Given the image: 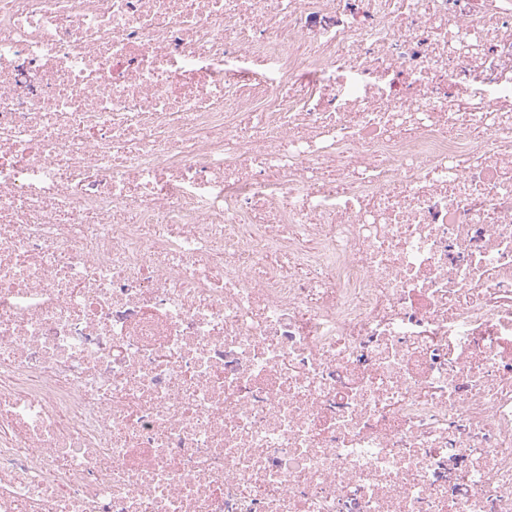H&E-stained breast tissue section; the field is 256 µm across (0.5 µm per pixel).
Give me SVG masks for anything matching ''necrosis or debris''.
Instances as JSON below:
<instances>
[{
    "label": "necrosis or debris",
    "mask_w": 512,
    "mask_h": 512,
    "mask_svg": "<svg viewBox=\"0 0 512 512\" xmlns=\"http://www.w3.org/2000/svg\"><path fill=\"white\" fill-rule=\"evenodd\" d=\"M0 512H512V0H0Z\"/></svg>",
    "instance_id": "necrosis-or-debris-1"
}]
</instances>
